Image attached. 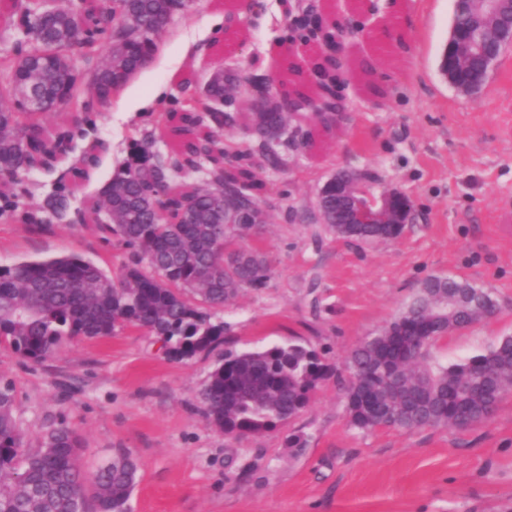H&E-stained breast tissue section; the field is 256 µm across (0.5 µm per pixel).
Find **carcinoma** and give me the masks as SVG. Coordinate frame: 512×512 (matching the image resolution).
<instances>
[{"instance_id":"cac0c4a2","label":"carcinoma","mask_w":512,"mask_h":512,"mask_svg":"<svg viewBox=\"0 0 512 512\" xmlns=\"http://www.w3.org/2000/svg\"><path fill=\"white\" fill-rule=\"evenodd\" d=\"M191 7L190 0H74L56 16L39 0H0L14 40L0 50L10 87L0 93V216L20 218L40 230L66 219L72 187L60 183L35 211L23 209L30 196L27 174L50 172L76 142L93 129L97 107L157 50L167 19ZM104 49V62L80 96L82 76L71 65ZM323 79L337 80L340 58L320 57ZM32 86L40 111L11 98V86ZM310 71L299 66L276 91L305 111L313 107ZM271 89L264 74L230 75L218 70L205 85V98L221 100L220 111L196 107L161 115L166 154L134 143L130 159L102 190L94 224L103 238L116 239L131 259L117 279L79 256L23 261L0 267V344L23 359L41 363L66 339L110 336L125 327L157 336L175 360L209 353L224 343L225 326L207 307L222 306L243 288L267 287L270 268L263 254L237 245L256 224L217 220L224 196L239 189L261 206L266 185L256 176L250 153L228 155L218 137L226 128L247 129L271 119L266 112H241L236 94L256 102ZM69 109L57 112V104ZM109 143L98 139L72 172L83 179L100 164ZM209 163L205 185L183 190L177 179ZM333 223L328 231L358 241L397 238L402 224H336V195L324 198ZM147 262L151 273L141 270ZM489 291L457 277L428 278L399 315L365 339L347 360L346 414L351 426L419 429L469 428L488 421L512 390V336L491 351L460 363L432 361L438 339L486 318L477 302ZM333 373L313 347L274 346L245 353L229 351L211 371L200 397L206 424L241 438L274 429L295 418L311 391ZM83 440L60 426L39 447L29 448L15 412L14 386L0 378V512H128L138 463L121 452L92 472L82 469Z\"/></svg>"}]
</instances>
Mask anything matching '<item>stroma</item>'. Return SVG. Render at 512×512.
I'll list each match as a JSON object with an SVG mask.
<instances>
[{
	"label": "stroma",
	"mask_w": 512,
	"mask_h": 512,
	"mask_svg": "<svg viewBox=\"0 0 512 512\" xmlns=\"http://www.w3.org/2000/svg\"><path fill=\"white\" fill-rule=\"evenodd\" d=\"M318 12L345 25L351 60L367 59L387 91L368 96L349 71L339 80L342 120L332 130L290 120L297 135L280 146L270 169L252 138L225 133V144L251 148L265 183L267 224L245 245L271 269L266 288L241 290L212 308L227 331L222 348L174 361L147 331L128 327L104 338L64 341L35 364L0 346V375L12 380L16 414L30 446L66 425L84 439L83 463L111 460L120 449L139 462L132 512H512V392L480 425L360 431L350 426L335 377L321 381L307 409L275 429L242 439L207 427L199 392L225 351L300 343L344 369L350 352L398 315L432 276H459L489 290L498 312L438 339L441 363L487 353L512 336V232L498 220L512 209V46L483 90L450 85L439 70L455 0H315ZM296 0H194L166 23L152 61L129 87L169 93L143 114L108 104L93 115L89 139L51 173L28 175L27 207L42 203L93 139L110 144L99 168L78 186L74 208L96 199L133 142L169 147L157 128L163 110L182 106L183 79L204 84L220 67L282 76L305 64L310 47H276ZM340 168L377 177L372 192L399 190L415 213L390 241L359 242L330 234L317 196ZM78 255L109 276L128 250L106 242L92 224L44 230L0 220V266ZM306 440L286 444L289 434Z\"/></svg>",
	"instance_id": "35a3bbf8"
}]
</instances>
